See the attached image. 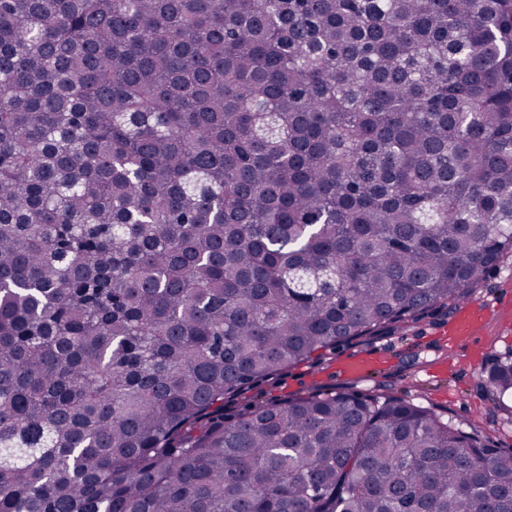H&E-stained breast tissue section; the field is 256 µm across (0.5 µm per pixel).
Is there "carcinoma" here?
<instances>
[{
	"label": "carcinoma",
	"instance_id": "1",
	"mask_svg": "<svg viewBox=\"0 0 512 512\" xmlns=\"http://www.w3.org/2000/svg\"><path fill=\"white\" fill-rule=\"evenodd\" d=\"M505 252L512 0H0V512H512L392 393L225 410Z\"/></svg>",
	"mask_w": 512,
	"mask_h": 512
}]
</instances>
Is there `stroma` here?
Returning <instances> with one entry per match:
<instances>
[{
    "label": "stroma",
    "mask_w": 512,
    "mask_h": 512,
    "mask_svg": "<svg viewBox=\"0 0 512 512\" xmlns=\"http://www.w3.org/2000/svg\"><path fill=\"white\" fill-rule=\"evenodd\" d=\"M508 295L512 296V253L501 257L472 297L473 302L490 304L493 313L467 344L449 343L444 329L452 317L437 313L410 328L290 367L257 386L245 400L303 396L334 387L386 389L444 418L474 424L496 447L512 449V408L500 406L485 390L489 365L512 358V306L502 303Z\"/></svg>",
    "instance_id": "1"
}]
</instances>
